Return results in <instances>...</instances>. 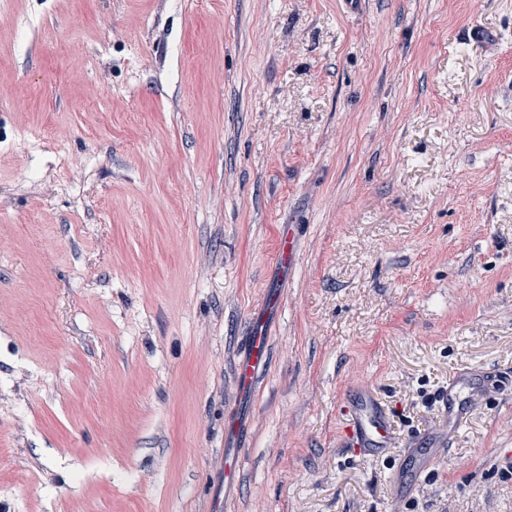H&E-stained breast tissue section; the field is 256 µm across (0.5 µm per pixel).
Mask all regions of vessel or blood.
Instances as JSON below:
<instances>
[{"label": "vessel or blood", "instance_id": "vessel-or-blood-1", "mask_svg": "<svg viewBox=\"0 0 512 512\" xmlns=\"http://www.w3.org/2000/svg\"><path fill=\"white\" fill-rule=\"evenodd\" d=\"M270 358V336L266 319L255 322L252 333L238 356L234 377L242 398H252L264 375ZM340 413L345 421L344 434L348 444L360 452L377 455L392 444L389 422L380 405L367 388H359L355 397L344 403ZM244 426L237 413H228L224 420V443L232 466L224 475L225 486L238 478L242 433Z\"/></svg>", "mask_w": 512, "mask_h": 512}]
</instances>
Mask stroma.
Listing matches in <instances>:
<instances>
[{"label": "stroma", "mask_w": 512, "mask_h": 512, "mask_svg": "<svg viewBox=\"0 0 512 512\" xmlns=\"http://www.w3.org/2000/svg\"><path fill=\"white\" fill-rule=\"evenodd\" d=\"M511 460L512 0H0V512H512ZM269 358L270 336L267 319H257L234 368L235 382L242 398L251 399L254 396ZM344 434L351 448L364 454L383 453L392 444L389 422L371 391L360 387L355 397L341 406ZM243 429L240 416L237 413L228 412L224 420V446H229L227 457L231 460L232 469L228 468L224 473L225 489L237 482Z\"/></svg>", "instance_id": "35a3bbf8"}]
</instances>
